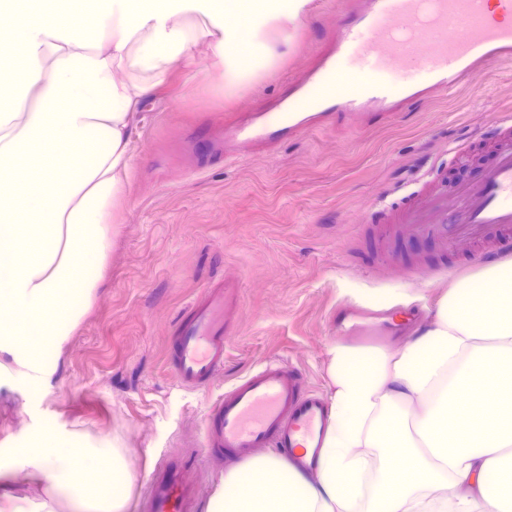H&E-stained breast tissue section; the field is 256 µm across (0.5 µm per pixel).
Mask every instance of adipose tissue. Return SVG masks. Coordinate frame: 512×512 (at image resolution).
I'll list each match as a JSON object with an SVG mask.
<instances>
[{
  "label": "adipose tissue",
  "instance_id": "adipose-tissue-1",
  "mask_svg": "<svg viewBox=\"0 0 512 512\" xmlns=\"http://www.w3.org/2000/svg\"><path fill=\"white\" fill-rule=\"evenodd\" d=\"M309 0H0V354L53 372L102 278L133 112L208 43L227 91L280 58ZM315 477L279 455L227 471L206 512H512V260L456 281L392 348L329 346ZM126 512L120 446L42 429L0 459V512Z\"/></svg>",
  "mask_w": 512,
  "mask_h": 512
}]
</instances>
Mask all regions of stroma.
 Masks as SVG:
<instances>
[{"mask_svg": "<svg viewBox=\"0 0 512 512\" xmlns=\"http://www.w3.org/2000/svg\"><path fill=\"white\" fill-rule=\"evenodd\" d=\"M355 5L313 0L277 64L234 95H225L224 71L203 43L196 81L173 71L142 103L131 127L133 164L110 218L104 282L44 400L31 398L29 377L0 372V455L49 422L88 447L124 448L133 476L126 512H144L148 475L169 454L197 459L195 480L209 499L227 465L207 454L204 422L236 380L276 358L328 396L330 344H396L391 323L403 301L416 299L431 318L449 284L477 272L439 238L362 218L421 168L445 171L452 185L486 173L493 155L474 118L512 114V63L493 65L482 87L435 95L388 125L328 126L234 162L208 151L214 123L278 96L309 65L330 20ZM227 278L237 308L224 370L205 388H184L168 367L177 320L203 288ZM343 302L384 311V326L366 319L359 335H343Z\"/></svg>", "mask_w": 512, "mask_h": 512, "instance_id": "obj_1", "label": "stroma"}]
</instances>
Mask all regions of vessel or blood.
<instances>
[{
  "mask_svg": "<svg viewBox=\"0 0 512 512\" xmlns=\"http://www.w3.org/2000/svg\"><path fill=\"white\" fill-rule=\"evenodd\" d=\"M357 61L374 70L372 83L353 90L334 87L337 73ZM512 62V0H360L336 19L315 63L295 78L274 103L237 112L224 120L213 154L238 160L275 153L304 131L330 122L355 129L390 122L410 102L463 87H479L491 66ZM412 67L420 87L394 83L392 74ZM493 163L481 178L448 187L425 182L395 202L376 203L369 224H404L414 235L440 237L448 251H468L485 263L512 249V119L489 128ZM233 283L204 288L179 319L170 351L176 380L193 389L224 367V344L235 309ZM328 408L305 389L303 376L270 360L232 385L214 402L205 420L204 445L245 459L275 446L292 450L307 468L326 434ZM193 463L175 455L160 462L148 481L146 512H192L199 488Z\"/></svg>",
  "mask_w": 512,
  "mask_h": 512,
  "instance_id": "obj_1",
  "label": "vessel or blood"
}]
</instances>
